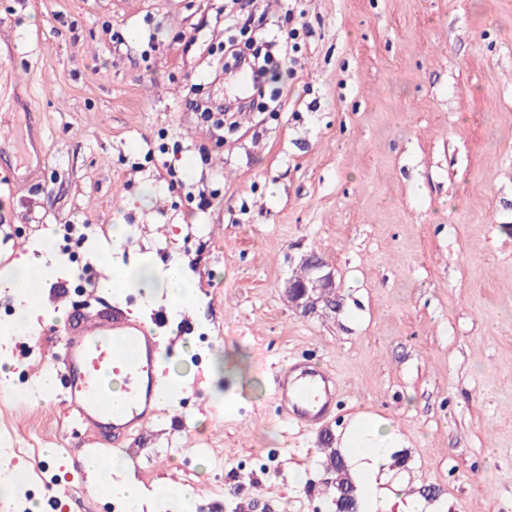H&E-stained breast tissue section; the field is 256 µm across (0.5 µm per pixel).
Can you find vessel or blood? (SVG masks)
<instances>
[{"label":"vessel or blood","mask_w":512,"mask_h":512,"mask_svg":"<svg viewBox=\"0 0 512 512\" xmlns=\"http://www.w3.org/2000/svg\"><path fill=\"white\" fill-rule=\"evenodd\" d=\"M163 351L164 340L153 328L116 310L107 317L83 316L39 355L45 366L64 370L60 404L83 430L85 441L97 444L102 432L125 438L143 432L158 417L166 385L156 364ZM116 376L126 395L119 408L112 404ZM276 384L287 417L298 426L310 428L328 418L336 400L332 374L290 362L280 367Z\"/></svg>","instance_id":"obj_1"}]
</instances>
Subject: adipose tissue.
I'll return each mask as SVG.
<instances>
[{
    "label": "adipose tissue",
    "mask_w": 512,
    "mask_h": 512,
    "mask_svg": "<svg viewBox=\"0 0 512 512\" xmlns=\"http://www.w3.org/2000/svg\"><path fill=\"white\" fill-rule=\"evenodd\" d=\"M130 234L128 225H113L112 248L103 252L102 260L112 266L114 272L110 278L100 280L99 289L112 293L133 284L148 291L159 289L174 308L192 305L198 290L181 261H172L160 273L148 265L132 273L114 268L113 257L122 253ZM58 269L55 255L44 247L22 255L9 270L0 272V286L16 291L23 300L17 331L30 334L37 329L39 320L57 319V312L38 304L28 273L35 270L45 276ZM343 443L363 512H424L422 501L406 494L403 484L391 470L393 434L389 428L383 427L375 417L362 414L345 431ZM82 465L88 478L105 483L110 495L120 498L128 512H164L156 491L145 487L129 471L113 468L94 454L85 455Z\"/></svg>",
    "instance_id": "1"
}]
</instances>
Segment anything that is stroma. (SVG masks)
Returning <instances> with one entry per match:
<instances>
[{
    "label": "stroma",
    "mask_w": 512,
    "mask_h": 512,
    "mask_svg": "<svg viewBox=\"0 0 512 512\" xmlns=\"http://www.w3.org/2000/svg\"><path fill=\"white\" fill-rule=\"evenodd\" d=\"M225 0H0V113L43 144L14 165L0 147V269L34 227L136 226L125 268L183 260L184 311L141 289L64 294L77 313L163 317L168 399L135 450L106 449L175 501L184 467L209 485L206 512H323V482L361 412L396 436L393 467L431 512H512V0H257L256 37L308 26L281 98L230 100L208 48L237 38ZM230 108L215 128L190 105ZM192 155V166L183 158ZM317 253L339 312L302 314L285 290ZM0 338V444L24 449L31 492L6 512H112L87 499L81 438L55 397L31 402L36 342ZM298 359L338 379L336 409L302 429L274 394ZM236 378L220 376L223 362ZM65 486L53 494L52 484Z\"/></svg>",
    "instance_id": "35a3bbf8"
}]
</instances>
